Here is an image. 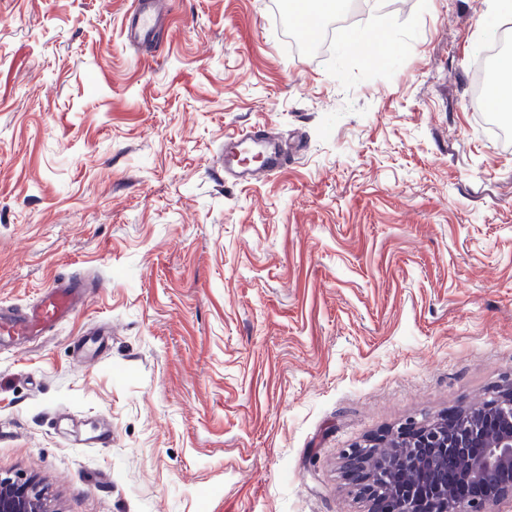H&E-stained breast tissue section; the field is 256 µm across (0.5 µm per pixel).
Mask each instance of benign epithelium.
I'll return each instance as SVG.
<instances>
[{
  "label": "benign epithelium",
  "mask_w": 512,
  "mask_h": 512,
  "mask_svg": "<svg viewBox=\"0 0 512 512\" xmlns=\"http://www.w3.org/2000/svg\"><path fill=\"white\" fill-rule=\"evenodd\" d=\"M394 457L387 472L391 512H495L512 503V384L488 404H470L450 419L411 420L375 445ZM350 476L373 500L384 498L370 470L369 453H345ZM0 512H46L40 491L29 483L0 478Z\"/></svg>",
  "instance_id": "obj_1"
}]
</instances>
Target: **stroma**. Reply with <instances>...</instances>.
I'll return each mask as SVG.
<instances>
[{
	"instance_id": "35a3bbf8",
	"label": "stroma",
	"mask_w": 512,
	"mask_h": 512,
	"mask_svg": "<svg viewBox=\"0 0 512 512\" xmlns=\"http://www.w3.org/2000/svg\"><path fill=\"white\" fill-rule=\"evenodd\" d=\"M135 2L0 0V305L91 285L0 347V477L50 512H368L347 449L512 376V151L470 103L512 0H355L325 44L169 0L130 47ZM259 127L299 159L224 182ZM267 139L268 133L265 130L254 128L224 134L225 148L232 153L230 155L226 151L224 157V150L222 152L220 170L224 173V179L255 184L280 173L288 165V151L284 149L282 152L275 149L264 152L262 163L256 166L244 163L239 156L243 150L257 152Z\"/></svg>"
}]
</instances>
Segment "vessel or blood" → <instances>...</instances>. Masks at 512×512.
Listing matches in <instances>:
<instances>
[{
	"mask_svg": "<svg viewBox=\"0 0 512 512\" xmlns=\"http://www.w3.org/2000/svg\"><path fill=\"white\" fill-rule=\"evenodd\" d=\"M165 12L166 0H141L125 29L126 40L132 44L152 40ZM267 139L266 131L254 128L225 134L228 153L220 165L225 179L255 184L280 173L288 164V154L263 151ZM87 288L79 276L60 277L53 280L35 308L21 312L1 307L0 341L21 340L69 320L83 306Z\"/></svg>",
	"mask_w": 512,
	"mask_h": 512,
	"instance_id": "b4317fda",
	"label": "vessel or blood"
}]
</instances>
